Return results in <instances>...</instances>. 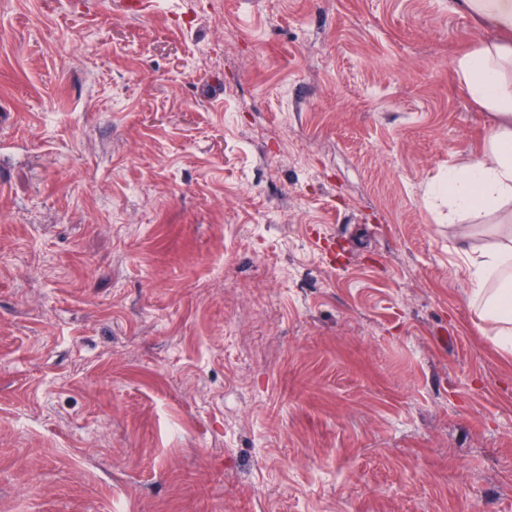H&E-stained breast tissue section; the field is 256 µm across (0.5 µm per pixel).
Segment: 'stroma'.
Here are the masks:
<instances>
[{
	"instance_id": "obj_1",
	"label": "stroma",
	"mask_w": 512,
	"mask_h": 512,
	"mask_svg": "<svg viewBox=\"0 0 512 512\" xmlns=\"http://www.w3.org/2000/svg\"><path fill=\"white\" fill-rule=\"evenodd\" d=\"M451 2L0 0V512H512Z\"/></svg>"
}]
</instances>
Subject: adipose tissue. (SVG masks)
<instances>
[{
  "label": "adipose tissue",
  "mask_w": 512,
  "mask_h": 512,
  "mask_svg": "<svg viewBox=\"0 0 512 512\" xmlns=\"http://www.w3.org/2000/svg\"><path fill=\"white\" fill-rule=\"evenodd\" d=\"M454 7L500 35L498 42L464 56L457 66V77L473 98L498 116L483 153L449 172L438 187L453 215L468 219L512 201V0H454ZM467 272L479 315L493 321L496 344L511 353L512 245L469 257Z\"/></svg>",
  "instance_id": "adipose-tissue-1"
}]
</instances>
